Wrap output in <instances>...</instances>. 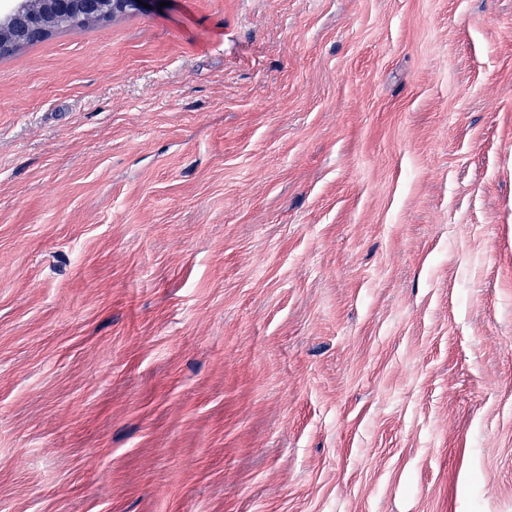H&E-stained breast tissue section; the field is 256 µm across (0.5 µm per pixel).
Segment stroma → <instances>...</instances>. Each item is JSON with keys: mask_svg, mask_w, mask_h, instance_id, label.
I'll use <instances>...</instances> for the list:
<instances>
[{"mask_svg": "<svg viewBox=\"0 0 512 512\" xmlns=\"http://www.w3.org/2000/svg\"><path fill=\"white\" fill-rule=\"evenodd\" d=\"M0 512H512V0L0 58Z\"/></svg>", "mask_w": 512, "mask_h": 512, "instance_id": "1", "label": "stroma"}]
</instances>
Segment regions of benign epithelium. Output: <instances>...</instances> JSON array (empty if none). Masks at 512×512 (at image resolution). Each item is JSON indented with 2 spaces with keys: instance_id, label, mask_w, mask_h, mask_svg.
Wrapping results in <instances>:
<instances>
[{
  "instance_id": "obj_1",
  "label": "benign epithelium",
  "mask_w": 512,
  "mask_h": 512,
  "mask_svg": "<svg viewBox=\"0 0 512 512\" xmlns=\"http://www.w3.org/2000/svg\"><path fill=\"white\" fill-rule=\"evenodd\" d=\"M162 0H0V55L64 28L72 16L99 23L127 14H150Z\"/></svg>"
}]
</instances>
